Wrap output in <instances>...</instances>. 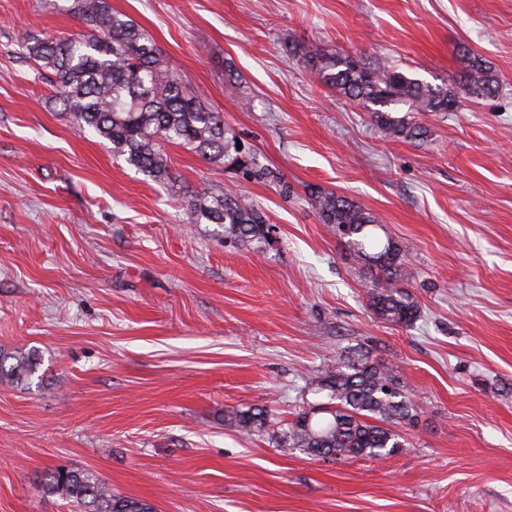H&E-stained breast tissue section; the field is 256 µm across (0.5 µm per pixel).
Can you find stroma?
Segmentation results:
<instances>
[{
	"label": "stroma",
	"instance_id": "35a3bbf8",
	"mask_svg": "<svg viewBox=\"0 0 512 512\" xmlns=\"http://www.w3.org/2000/svg\"><path fill=\"white\" fill-rule=\"evenodd\" d=\"M269 174L167 146L161 184L81 135L23 39L85 32L73 0H0V349L36 350L0 387V512H70L38 482L90 470L155 512H512V0H109ZM385 59L457 86L461 49L492 97L384 135L289 46ZM262 209L273 246H225L188 220L200 184ZM379 215L422 307L409 328L367 306V279L308 187ZM378 346L420 409L396 455L340 463L246 439L226 410L276 421Z\"/></svg>",
	"mask_w": 512,
	"mask_h": 512
}]
</instances>
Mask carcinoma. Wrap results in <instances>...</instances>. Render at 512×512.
I'll use <instances>...</instances> for the list:
<instances>
[{
	"label": "carcinoma",
	"instance_id": "obj_1",
	"mask_svg": "<svg viewBox=\"0 0 512 512\" xmlns=\"http://www.w3.org/2000/svg\"><path fill=\"white\" fill-rule=\"evenodd\" d=\"M72 9L88 27L86 34L25 40L22 51L56 86V101L78 131L108 141L113 155L160 183L175 180L166 143L188 148L226 169L265 175L255 155L237 149L223 115L184 93L178 75L133 19L112 9L108 0H74ZM462 61L459 86L450 88L386 62L316 47L303 54L304 64L319 81L370 113L383 134L411 141L427 134L414 115L457 111L461 90L474 98L497 92L491 63L469 52L462 53ZM309 197L320 222L336 228L350 257L367 271V302L375 317L413 326L421 310L402 286L406 254L394 239L376 237L379 216L335 192L315 189ZM186 210L193 223L216 225L226 242H269L267 224L256 206L230 195L217 196L208 185L188 192ZM37 369L36 353L0 350L1 385H29ZM314 392L326 393L328 401L296 412L286 428L274 433L278 447L339 460L386 458L405 447L402 429L418 417V404L376 346L356 348L326 366ZM225 417L240 433L260 437L269 433L272 414L266 407H233ZM40 487L79 512H155L143 499L112 493L90 471L50 469Z\"/></svg>",
	"mask_w": 512,
	"mask_h": 512
}]
</instances>
